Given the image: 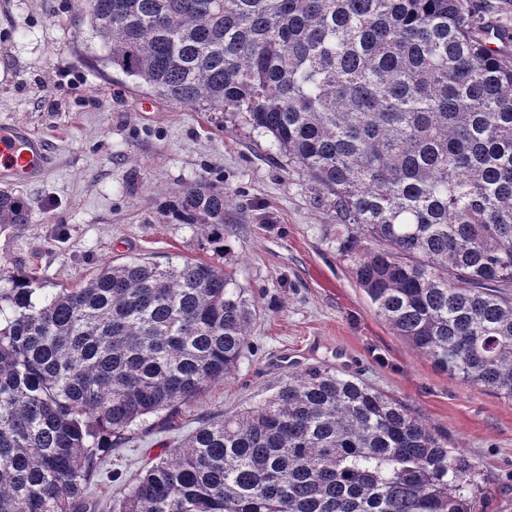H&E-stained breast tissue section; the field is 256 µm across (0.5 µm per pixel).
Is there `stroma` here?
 Returning <instances> with one entry per match:
<instances>
[{
    "mask_svg": "<svg viewBox=\"0 0 512 512\" xmlns=\"http://www.w3.org/2000/svg\"><path fill=\"white\" fill-rule=\"evenodd\" d=\"M99 52L77 0H0V124L44 136L53 156L42 178L12 186L31 222L0 234V264L37 272L50 291L104 262L206 258L198 229L156 220L163 197L205 179L229 195L230 262L259 311L234 374L177 418L134 425L89 497L116 504L125 482L208 418L326 364L405 403L470 455L485 479L475 512H512V404L439 372L376 314L336 257V215L308 176L242 118L158 98L102 66Z\"/></svg>",
    "mask_w": 512,
    "mask_h": 512,
    "instance_id": "stroma-1",
    "label": "stroma"
}]
</instances>
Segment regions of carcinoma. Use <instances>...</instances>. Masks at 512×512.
Returning a JSON list of instances; mask_svg holds the SVG:
<instances>
[{
  "label": "carcinoma",
  "mask_w": 512,
  "mask_h": 512,
  "mask_svg": "<svg viewBox=\"0 0 512 512\" xmlns=\"http://www.w3.org/2000/svg\"><path fill=\"white\" fill-rule=\"evenodd\" d=\"M101 63L240 116L335 211L375 312L433 365L512 402V30L470 0H79ZM224 189L157 220L213 257L102 263L74 288L0 266V512H97L131 426L233 374L254 304L224 265ZM30 223L0 189V233ZM480 470L401 403L328 366L199 426L120 512H471Z\"/></svg>",
  "instance_id": "carcinoma-1"
}]
</instances>
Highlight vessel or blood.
Returning <instances> with one entry per match:
<instances>
[{"label":"vessel or blood","instance_id":"b4317fda","mask_svg":"<svg viewBox=\"0 0 512 512\" xmlns=\"http://www.w3.org/2000/svg\"><path fill=\"white\" fill-rule=\"evenodd\" d=\"M51 163L52 155L46 139L22 127H0L1 183L40 178Z\"/></svg>","mask_w":512,"mask_h":512}]
</instances>
